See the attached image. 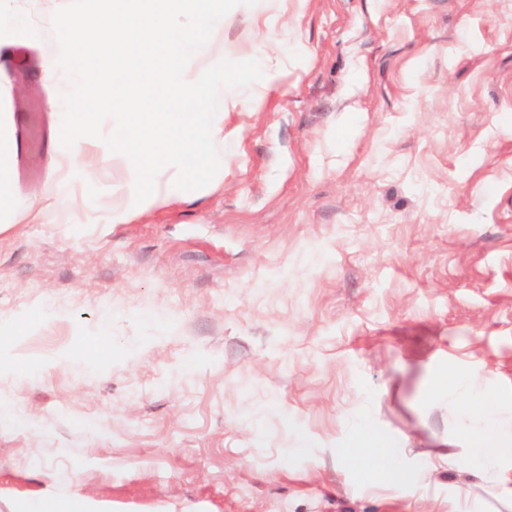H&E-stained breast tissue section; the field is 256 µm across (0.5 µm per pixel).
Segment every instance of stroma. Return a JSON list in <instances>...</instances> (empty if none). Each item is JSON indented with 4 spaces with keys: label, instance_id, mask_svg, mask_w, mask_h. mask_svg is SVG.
I'll return each mask as SVG.
<instances>
[{
    "label": "stroma",
    "instance_id": "35a3bbf8",
    "mask_svg": "<svg viewBox=\"0 0 512 512\" xmlns=\"http://www.w3.org/2000/svg\"><path fill=\"white\" fill-rule=\"evenodd\" d=\"M278 89L224 115L221 184L112 223L131 173L74 169L69 223L0 226V512H448L351 456L420 463L470 394L512 419V0H284ZM44 158L60 92L39 76ZM470 394L432 400L435 378ZM358 448L354 453L360 458H368L372 468L380 474L387 485L395 492L402 491L411 479L410 471L403 465L400 452L396 448H376L369 432V426L361 429Z\"/></svg>",
    "mask_w": 512,
    "mask_h": 512
}]
</instances>
